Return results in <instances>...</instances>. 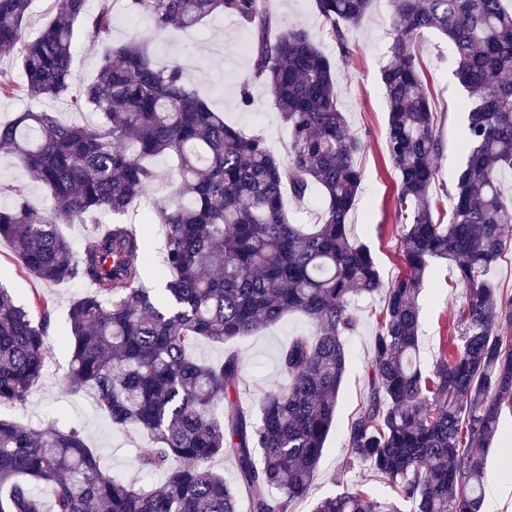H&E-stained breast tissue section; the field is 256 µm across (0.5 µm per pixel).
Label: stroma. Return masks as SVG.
Returning a JSON list of instances; mask_svg holds the SVG:
<instances>
[{
  "instance_id": "1",
  "label": "stroma",
  "mask_w": 512,
  "mask_h": 512,
  "mask_svg": "<svg viewBox=\"0 0 512 512\" xmlns=\"http://www.w3.org/2000/svg\"><path fill=\"white\" fill-rule=\"evenodd\" d=\"M277 18L285 25L306 29L331 59L339 53L314 11L313 0H272ZM393 36L389 0H375L370 13L347 32L353 62L339 72L338 102L345 113L351 133L361 137L365 150L357 163L363 182L348 220L353 237L366 244L375 260L383 282L402 273L400 241L403 224L395 210L398 175L385 149L387 103L380 71L387 60ZM248 29L229 17L216 16L196 31H170L152 41L151 50L159 64L180 62L195 87L206 90L211 107L223 113L225 120L248 135L259 134L279 157H286L288 130L275 107L269 87H251L253 102L242 106L239 85L250 72V61L243 47ZM423 74L430 84L432 108L437 116L436 133L443 142V153L436 162L435 195L440 200L438 217L447 220V193L454 187L455 172L462 162L458 149L460 131L467 115L459 102L467 96L454 75L452 48L446 37L427 33L421 44ZM26 110L59 112L76 123L92 125L99 116L94 112L71 111L67 101L0 98V121ZM455 276L443 261L432 263L420 296L423 320L420 337V361L432 368L448 327L464 303V289L454 287ZM0 285L8 288L16 301L29 304L35 295L53 302L45 350V373L25 406L9 410L8 415L33 428L49 420L65 426L81 427L90 446L101 452L113 476L136 485L160 488L163 472H141L135 460L139 453V433L115 427L92 399L70 393L66 384L71 353L63 339L70 334L68 310L73 300L85 292L81 282L47 284L22 269L9 245L0 241ZM382 294L359 299L360 326L346 341L349 361L338 394L335 427L329 436L314 474L307 498L297 501L293 512H312L315 503L342 487L363 485L379 501L393 503L397 497L382 479L373 477L366 467H349L350 450L346 446L347 427L363 400L364 369L372 355L375 315L382 304ZM311 323L290 312L278 323L262 327L248 336L224 343L200 342L194 355L209 363H221L228 354H236L253 384L267 387L286 385L277 355L290 337L311 336ZM512 460V408H503L497 434L491 444L484 481L486 491L497 494L498 512H512V472L506 464Z\"/></svg>"
}]
</instances>
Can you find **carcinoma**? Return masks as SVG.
Returning <instances> with one entry per match:
<instances>
[{
  "instance_id": "1",
  "label": "carcinoma",
  "mask_w": 512,
  "mask_h": 512,
  "mask_svg": "<svg viewBox=\"0 0 512 512\" xmlns=\"http://www.w3.org/2000/svg\"><path fill=\"white\" fill-rule=\"evenodd\" d=\"M374 0H314L343 64L346 30ZM269 0H126L151 23L152 38L112 44V0H54L55 15L31 38L32 0H0V52L21 46L23 81L0 72V96L70 98L74 110L102 114L96 125L55 112H18L0 121V157L18 161L46 189L32 209L26 186L9 187L0 207V240L22 268L48 284L88 287L69 308L72 351L68 384L90 392L112 425L146 433L137 457L162 471L160 490L110 475L76 426L56 421L30 429L0 415V512H291L309 492L331 434L346 369L345 338L359 328L355 298L385 291L366 392L347 432L351 461L391 483L410 512H481L488 445L503 406L512 407V295L486 276L512 241V11L503 0H391L394 35L381 70L388 109L385 148L398 174L395 205L406 225L404 272L383 284L367 246L347 232L363 173L362 139L348 130L337 98V68L304 29L283 27ZM247 26L250 73L270 87L288 126V157L260 135L246 136L214 111L177 63L158 66L151 39L175 25L190 30L214 16ZM105 45L100 76L81 81L72 68L75 28ZM448 38L455 75L467 91L459 148L464 163L449 196L450 216L435 218L431 90L420 42ZM172 155V192L145 213L155 224H104L124 215L165 174L150 158ZM322 204L311 224L288 218L285 197ZM65 224L90 226L91 245L73 254ZM162 228L161 248H145ZM453 266L465 302L433 368H421L419 296L432 262ZM155 265L167 278L157 297L143 286ZM299 312L315 338L294 336L278 355L291 380L253 391L239 358L220 364L192 356L202 340L223 343ZM51 305L25 307L0 287V408L23 406L44 371ZM234 459V483L213 471L217 456ZM51 488L35 495L31 484ZM314 512H399L348 487Z\"/></svg>"
}]
</instances>
